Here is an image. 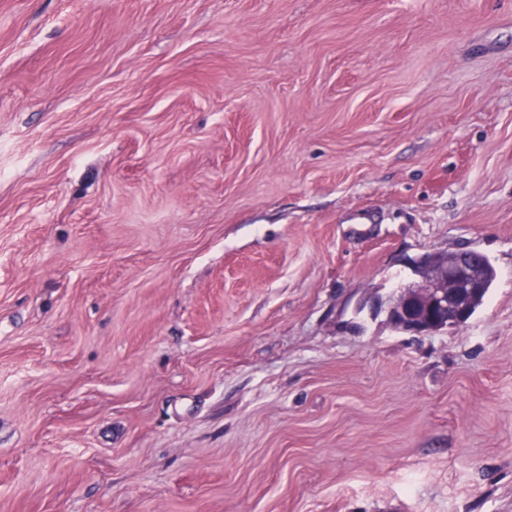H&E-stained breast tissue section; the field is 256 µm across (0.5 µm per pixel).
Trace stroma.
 Here are the masks:
<instances>
[{
    "instance_id": "obj_1",
    "label": "stroma",
    "mask_w": 512,
    "mask_h": 512,
    "mask_svg": "<svg viewBox=\"0 0 512 512\" xmlns=\"http://www.w3.org/2000/svg\"><path fill=\"white\" fill-rule=\"evenodd\" d=\"M0 512H512V0H0ZM480 252L466 250L448 255L425 254L416 264L419 279L404 284L395 300H377L375 313L384 310L395 328L414 335H429L448 326L465 324L470 318L471 299L473 313L479 308L495 280V270ZM493 275L488 280L490 268ZM487 284V287L485 288Z\"/></svg>"
}]
</instances>
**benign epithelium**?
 Segmentation results:
<instances>
[{"label": "benign epithelium", "mask_w": 512, "mask_h": 512, "mask_svg": "<svg viewBox=\"0 0 512 512\" xmlns=\"http://www.w3.org/2000/svg\"><path fill=\"white\" fill-rule=\"evenodd\" d=\"M416 273L417 281L403 285L393 300L376 301L373 311L383 310L395 328L423 336L469 320L471 299L485 288L490 268L479 252L466 250L451 258L426 254Z\"/></svg>", "instance_id": "7a95c632"}]
</instances>
